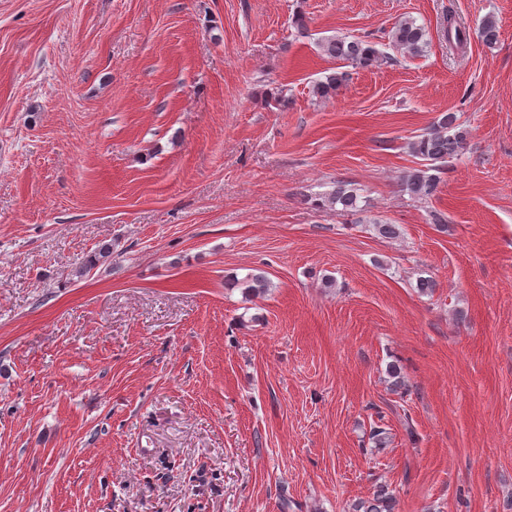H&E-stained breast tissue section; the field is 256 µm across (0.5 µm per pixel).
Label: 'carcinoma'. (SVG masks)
<instances>
[{
	"label": "carcinoma",
	"instance_id": "cac0c4a2",
	"mask_svg": "<svg viewBox=\"0 0 512 512\" xmlns=\"http://www.w3.org/2000/svg\"><path fill=\"white\" fill-rule=\"evenodd\" d=\"M448 43L457 48L466 46L470 34L466 27L448 23L444 31ZM477 37L486 45L497 43L499 29L497 21L487 16L482 21ZM390 45L403 55L416 57L424 53L429 44L425 27L416 24L410 18L396 23L389 35ZM319 48L323 55L344 61L354 68L371 69L391 60V57L376 47V44L356 36H334L320 40ZM349 73L336 71L325 76L314 86L315 93L321 98H330L347 84ZM470 129L459 122L454 112H443L439 117L409 143L410 151L422 160L418 168L406 171L401 177L403 189L413 198L428 201L435 196L440 185L438 173L447 165L448 160L458 156L468 144ZM360 193L355 184L338 181L334 189L323 200V206L334 208L336 212L357 215L364 211L359 205ZM378 235L384 238H397L400 235L398 225L391 224L377 216L367 220ZM112 263V243H102L86 255L76 274L83 275L90 270ZM352 512H392V497L380 490L372 497L361 499L353 504Z\"/></svg>",
	"mask_w": 512,
	"mask_h": 512
}]
</instances>
